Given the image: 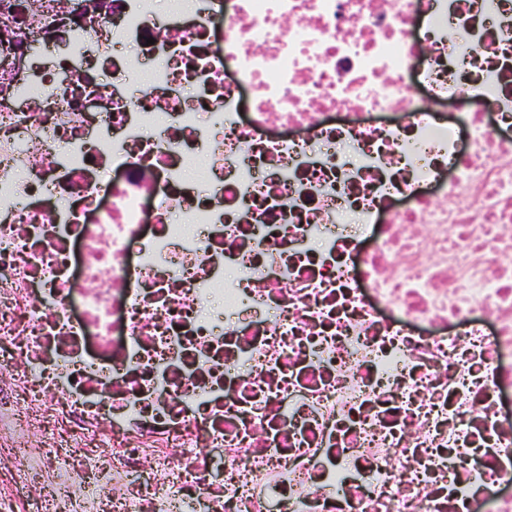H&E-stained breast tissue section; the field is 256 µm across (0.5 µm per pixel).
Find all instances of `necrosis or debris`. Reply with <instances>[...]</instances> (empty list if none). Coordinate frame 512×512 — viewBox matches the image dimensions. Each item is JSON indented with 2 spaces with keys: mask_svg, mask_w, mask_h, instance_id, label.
<instances>
[{
  "mask_svg": "<svg viewBox=\"0 0 512 512\" xmlns=\"http://www.w3.org/2000/svg\"><path fill=\"white\" fill-rule=\"evenodd\" d=\"M156 2L0 95V512H512V0Z\"/></svg>",
  "mask_w": 512,
  "mask_h": 512,
  "instance_id": "obj_1",
  "label": "necrosis or debris"
}]
</instances>
